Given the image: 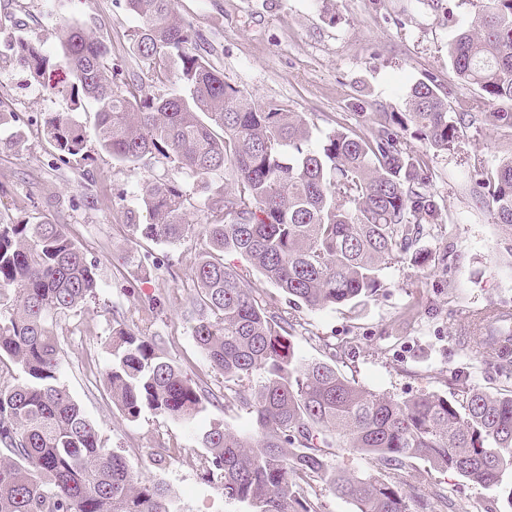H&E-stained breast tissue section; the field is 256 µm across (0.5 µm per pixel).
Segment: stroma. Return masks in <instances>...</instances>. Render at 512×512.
<instances>
[{
    "label": "stroma",
    "instance_id": "stroma-1",
    "mask_svg": "<svg viewBox=\"0 0 512 512\" xmlns=\"http://www.w3.org/2000/svg\"><path fill=\"white\" fill-rule=\"evenodd\" d=\"M478 0H175L178 15L201 36L199 53L226 83L256 101L277 100L302 113L312 145L343 122L361 133L385 113L402 112L410 88L436 86L452 112L470 111L478 88L461 85L448 64L456 25L467 23ZM96 24L113 55L128 53L138 18L124 0H0V44L24 36L51 55L65 24ZM0 92L11 111L32 116L18 146L0 148V214L64 225L102 286L95 299L57 319L60 380L96 425L108 447L123 454L132 472L171 489L178 512H245L216 486L198 477L201 431L215 425L249 432L247 409L207 407L193 424L145 411L124 420L102 373L110 359L115 323L125 322L162 340L164 354L199 386L221 391L224 378L199 352L192 327L199 316L192 267L205 222L202 189L189 177L182 188L194 232L170 246L137 236L127 219L143 184L167 173L164 163L112 160L89 143V160L54 161L40 117L67 111L68 98L26 82L0 60ZM512 157V129L475 122L445 151L428 150L430 185L440 216L418 244L425 263L407 260L382 273L375 297L357 306L310 310L294 306L261 275L253 288L274 296L279 310L297 319L288 342L302 361L336 347V366L359 385L403 400L435 393L457 398L463 387L505 393L512 381L474 360L464 338L471 322L490 308L512 309V257L504 233L476 197L475 175ZM406 480L416 493L444 490L467 512H512L501 491L414 461Z\"/></svg>",
    "mask_w": 512,
    "mask_h": 512
}]
</instances>
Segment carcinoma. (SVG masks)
I'll return each mask as SVG.
<instances>
[{
	"label": "carcinoma",
	"instance_id": "carcinoma-1",
	"mask_svg": "<svg viewBox=\"0 0 512 512\" xmlns=\"http://www.w3.org/2000/svg\"><path fill=\"white\" fill-rule=\"evenodd\" d=\"M140 20L130 31L133 58L148 65L149 93L139 75L112 57L98 28L72 24L51 56L24 37L4 54L44 84L63 68L70 111L42 118L46 141L63 162L85 155L88 138L128 164L162 158L174 175L147 183L146 213L133 231L178 244L188 234L180 180L206 190L204 248L193 269L201 317L197 347L224 376V407H245L250 433L212 427L199 435L203 479L248 512H319L301 483L324 481L355 512H409L402 473L416 460L499 489L512 474V393L465 388L462 399L433 393L395 400L370 391L336 368V354L303 363L288 345L293 323L250 287L251 272L288 302L319 310L377 295L382 271L410 254L436 223L430 166L408 140L446 150L469 112L453 114L433 86H412L407 112H390L370 134L341 125L318 149L297 112L257 102L224 82L196 51L192 27L175 0H124ZM448 62L464 84L489 99L512 100V0H480L457 27ZM93 113L92 127L77 118ZM231 169L233 186L212 187ZM483 203L512 240V159L487 180ZM236 252L248 267L224 264ZM101 288L63 225L0 216V364L18 365L22 381L0 380V512H175L163 482L134 477L60 382L54 318L82 306ZM499 326L473 337L474 357L512 379V312L489 310ZM112 361L103 373L112 402L128 422L146 409L192 421L216 396L188 379L155 336L125 324L112 329ZM255 371L253 389L235 388ZM349 448L382 461L385 474L335 469L326 449Z\"/></svg>",
	"mask_w": 512,
	"mask_h": 512
}]
</instances>
